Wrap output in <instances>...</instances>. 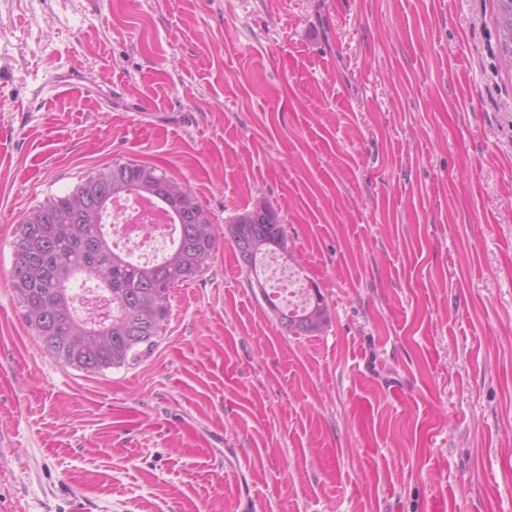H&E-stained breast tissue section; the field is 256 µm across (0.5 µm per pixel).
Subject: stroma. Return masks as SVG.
<instances>
[{"instance_id":"stroma-1","label":"stroma","mask_w":512,"mask_h":512,"mask_svg":"<svg viewBox=\"0 0 512 512\" xmlns=\"http://www.w3.org/2000/svg\"><path fill=\"white\" fill-rule=\"evenodd\" d=\"M495 0H0V512H512V70ZM76 64L112 107L44 88ZM115 159L219 234L157 346L54 362L22 215ZM272 205L331 323L226 234Z\"/></svg>"}]
</instances>
